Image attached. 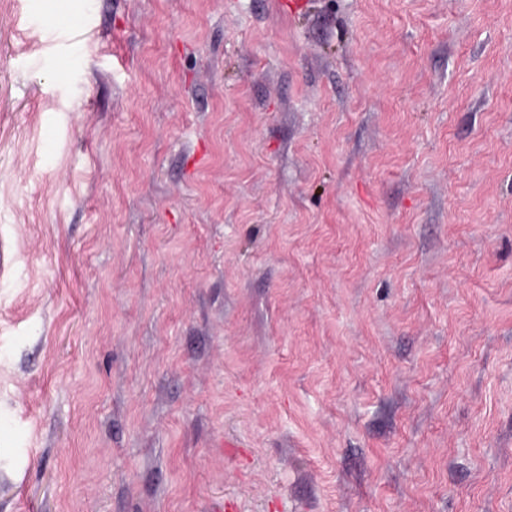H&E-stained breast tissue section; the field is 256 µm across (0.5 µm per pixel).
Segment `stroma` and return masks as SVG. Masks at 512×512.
<instances>
[{"label":"stroma","mask_w":512,"mask_h":512,"mask_svg":"<svg viewBox=\"0 0 512 512\" xmlns=\"http://www.w3.org/2000/svg\"><path fill=\"white\" fill-rule=\"evenodd\" d=\"M0 512H512V0H0Z\"/></svg>","instance_id":"1"}]
</instances>
